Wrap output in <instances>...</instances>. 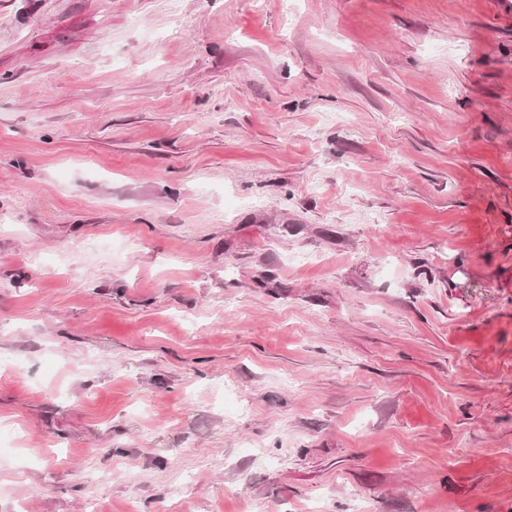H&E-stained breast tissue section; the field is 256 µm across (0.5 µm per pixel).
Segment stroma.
I'll return each mask as SVG.
<instances>
[{"label":"stroma","mask_w":512,"mask_h":512,"mask_svg":"<svg viewBox=\"0 0 512 512\" xmlns=\"http://www.w3.org/2000/svg\"><path fill=\"white\" fill-rule=\"evenodd\" d=\"M0 512H512V0H0Z\"/></svg>","instance_id":"obj_1"}]
</instances>
